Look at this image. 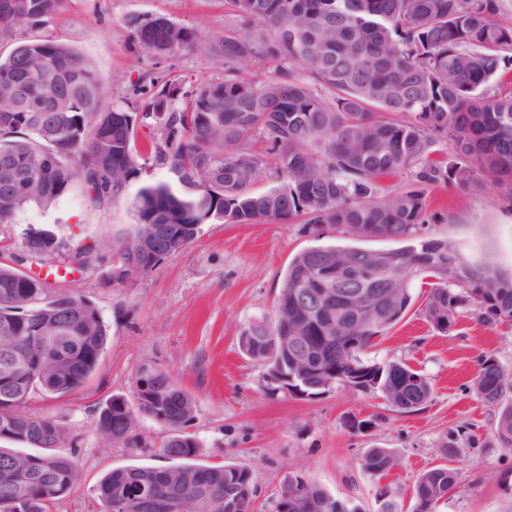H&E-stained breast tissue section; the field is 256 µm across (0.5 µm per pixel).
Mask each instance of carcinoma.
<instances>
[{
	"instance_id": "obj_1",
	"label": "carcinoma",
	"mask_w": 512,
	"mask_h": 512,
	"mask_svg": "<svg viewBox=\"0 0 512 512\" xmlns=\"http://www.w3.org/2000/svg\"><path fill=\"white\" fill-rule=\"evenodd\" d=\"M64 0H0V28L31 18H49ZM501 0H225L231 23L207 51L224 59L229 75L191 95L165 83L142 106L101 108L102 84L72 47L50 40L17 44L0 55V160L26 169L30 178L9 194L0 192V225L16 224L31 208L49 211L75 188L92 200L114 197L142 176V155L169 167V181L145 183L134 208V231L112 244V271L132 276L157 262L134 253L141 224H168L177 237L159 242L165 258L190 246L199 224H261L298 221L319 238L324 227L359 236L374 224L400 246L385 250L389 267L356 245H315L297 254L284 276L274 321L247 329L264 336L242 348L268 367L269 379L293 371L291 355L273 337L296 330L307 337L309 369L288 389L313 397L348 383L355 392L378 391L394 411L421 409L432 397L428 379L399 361L378 363L363 352L388 333L412 301L411 284L431 278L425 317L443 334L471 315L483 325L512 321V275L489 262L471 263L447 238L420 236L426 212L425 189L448 182L467 186L484 177L512 196V88L500 92L512 71V26L497 22ZM131 36L151 57H166L200 46L196 29L157 16L132 21ZM276 63V77L257 82L244 67ZM48 73L60 86L65 106L36 112ZM261 135L268 154L251 146ZM448 159L438 160L441 139ZM280 185L264 192L252 186L269 169ZM411 172L418 188L375 198L376 180ZM99 245L73 246L50 230L30 227L19 254L0 248V336H75L80 348L61 364L59 384L43 389L41 373L54 369L52 351L33 346L28 367L10 377L15 397L0 402V439L26 443L38 454L0 447V512L23 498L26 512H50L80 480L76 461L58 452L68 439L59 421L20 411L34 390L65 397L82 388L97 368L108 329L99 310L85 300L66 318L74 297L28 277L22 266L34 259L56 260L87 269ZM345 252L364 255L357 286L384 295L364 332L343 343L329 315L309 314L300 289L322 288L308 275L314 262ZM465 270L463 277L454 270ZM138 411L172 428L159 448L172 461L163 466L114 469L98 484L105 512L143 494L164 501L183 495L189 512H225L224 497L238 501L236 512H251L256 493L252 472L232 464L194 462L199 444L181 429L196 409L193 398L163 372L144 368L137 385ZM478 398L498 408L494 436L512 450V373L492 356L479 361L474 380ZM134 411L122 396L100 410L97 428L110 444L137 446L130 433ZM396 459L385 448H369L360 460L367 474L381 476ZM455 469L424 471L414 486L416 512H431L453 489ZM300 512H354L304 479ZM274 512H295L291 484L281 485Z\"/></svg>"
}]
</instances>
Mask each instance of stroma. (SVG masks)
I'll return each mask as SVG.
<instances>
[{
    "instance_id": "1",
    "label": "stroma",
    "mask_w": 512,
    "mask_h": 512,
    "mask_svg": "<svg viewBox=\"0 0 512 512\" xmlns=\"http://www.w3.org/2000/svg\"><path fill=\"white\" fill-rule=\"evenodd\" d=\"M164 16L198 29L203 39L223 34L224 0H65L47 21H26L0 33V54L22 41L52 40L75 48L103 86L104 107L147 101L156 86L179 84L192 92L223 81L224 65L203 51L151 58L130 39V21ZM141 183L129 181L117 198L92 202L65 197L45 213L30 209L20 223L0 227V238L21 244L28 225L44 227L74 243L106 244L131 232L132 201ZM427 236L450 238L478 261L512 271V199L491 183L470 188L427 187ZM315 241L298 224H204L196 240L147 274L116 284L111 256L101 251L88 270L53 265L41 274L55 291L83 298L102 314L108 338L87 384L56 399L33 392L23 412L50 415L67 427L81 480L51 512H104L97 485L111 470L160 466L156 450L171 428L136 417L138 447L106 444L97 430L101 408L112 396L137 402V373L149 367L168 373L196 402L185 431L199 443L197 463L249 468L256 494L253 512H273L281 483L301 473L358 512H380L377 489L389 484L402 512L416 506L414 485L427 469L445 463L457 472L454 489L434 512H512V450L494 437L495 408L473 389L478 362L494 356L512 372V325L458 319L451 334L425 318L428 285L414 281L412 304L402 319L368 349L365 359L408 363L427 377L430 401L419 411H391L380 393L338 388L319 397L272 390L267 368L239 350L252 322L273 320L291 260ZM376 416L367 434L351 432L349 416ZM458 438L452 457L441 443ZM389 449L397 460L387 479L364 473L367 449Z\"/></svg>"
}]
</instances>
